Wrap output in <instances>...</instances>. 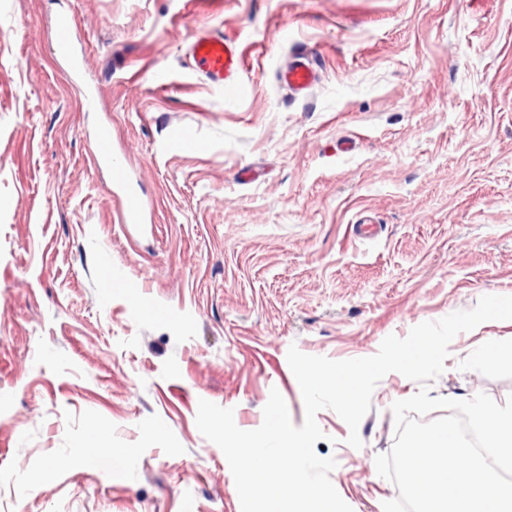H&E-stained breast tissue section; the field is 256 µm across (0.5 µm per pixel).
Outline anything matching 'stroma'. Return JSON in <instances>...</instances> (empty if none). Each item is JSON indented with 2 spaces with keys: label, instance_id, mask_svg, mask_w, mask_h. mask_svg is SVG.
I'll list each match as a JSON object with an SVG mask.
<instances>
[{
  "label": "stroma",
  "instance_id": "stroma-1",
  "mask_svg": "<svg viewBox=\"0 0 512 512\" xmlns=\"http://www.w3.org/2000/svg\"><path fill=\"white\" fill-rule=\"evenodd\" d=\"M203 32L237 37L239 99L188 59ZM304 47L319 81L294 98L276 71ZM103 128L140 223L93 160ZM485 295L512 296V0H0V512H241L200 400L253 430L275 389L302 425L290 346L368 357ZM492 341L512 320L457 335L431 397L505 403L512 361L467 358ZM419 388L377 384L359 449L319 411L353 512L397 497L375 458ZM121 215L126 223H136L144 212L143 199L136 193L125 192L120 198Z\"/></svg>",
  "mask_w": 512,
  "mask_h": 512
}]
</instances>
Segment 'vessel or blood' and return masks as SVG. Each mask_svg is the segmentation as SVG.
Here are the masks:
<instances>
[{
  "label": "vessel or blood",
  "instance_id": "1",
  "mask_svg": "<svg viewBox=\"0 0 512 512\" xmlns=\"http://www.w3.org/2000/svg\"><path fill=\"white\" fill-rule=\"evenodd\" d=\"M189 57L197 71L209 82L222 87L226 94L241 92L240 76L246 60L236 38L220 33L198 34L189 46ZM280 80L294 93H307L315 83V72L308 53L302 51L296 54L281 70ZM95 161L112 171L116 186H123L124 164L112 154L108 131H100L98 135ZM120 202L123 221L138 222L145 209L143 199L136 193L127 192L122 195Z\"/></svg>",
  "mask_w": 512,
  "mask_h": 512
}]
</instances>
